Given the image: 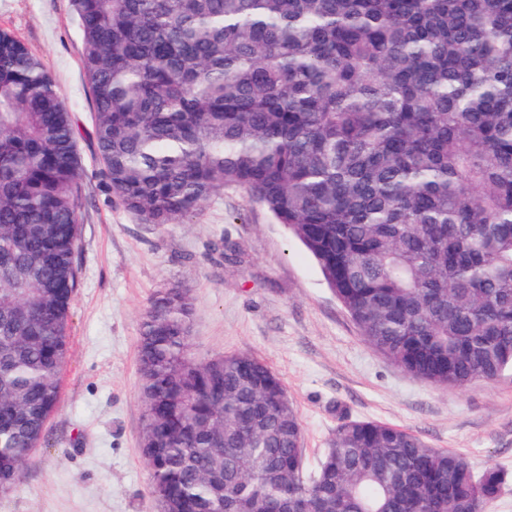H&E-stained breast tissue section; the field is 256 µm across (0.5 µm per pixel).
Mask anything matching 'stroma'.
<instances>
[{"instance_id":"1","label":"stroma","mask_w":512,"mask_h":512,"mask_svg":"<svg viewBox=\"0 0 512 512\" xmlns=\"http://www.w3.org/2000/svg\"><path fill=\"white\" fill-rule=\"evenodd\" d=\"M1 29L44 63L75 115L84 206L60 404L23 480L0 494V512H160L139 451L137 342L151 299L172 283L195 299L196 359L247 353L282 379L308 467L319 462L341 409L411 430L457 452L474 472L512 473V372L459 390L400 371L363 340L303 246L241 191L213 197L191 224L141 223L99 181L73 0H0ZM228 243L239 261L219 255Z\"/></svg>"}]
</instances>
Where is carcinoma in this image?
I'll return each instance as SVG.
<instances>
[{
  "instance_id": "1",
  "label": "carcinoma",
  "mask_w": 512,
  "mask_h": 512,
  "mask_svg": "<svg viewBox=\"0 0 512 512\" xmlns=\"http://www.w3.org/2000/svg\"><path fill=\"white\" fill-rule=\"evenodd\" d=\"M104 189L190 224L228 188L300 241L401 371L512 369V0H74ZM79 126L0 31V492L60 400L79 284ZM172 285L138 342L149 493L174 512H483L474 473L400 426L341 419L308 470L278 375L191 353Z\"/></svg>"
}]
</instances>
